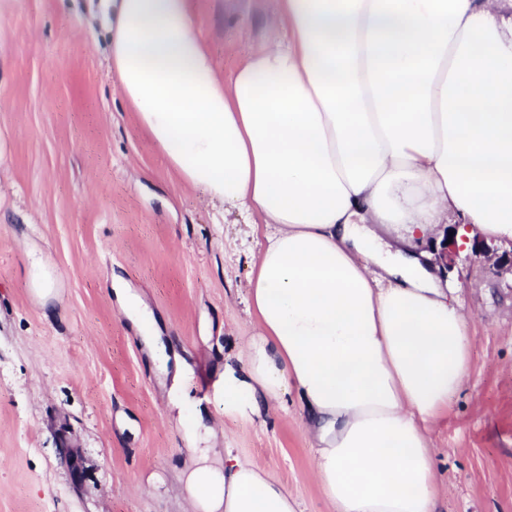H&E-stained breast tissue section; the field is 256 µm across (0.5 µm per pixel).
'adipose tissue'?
Here are the masks:
<instances>
[{
    "mask_svg": "<svg viewBox=\"0 0 512 512\" xmlns=\"http://www.w3.org/2000/svg\"><path fill=\"white\" fill-rule=\"evenodd\" d=\"M116 88L189 188L259 219L257 328L224 411L265 425L290 392L329 512H439L434 427L470 372L468 320L426 253L459 220L512 241V0H278L272 40L221 77L190 0H104ZM119 314L159 374L142 296ZM188 512H303L196 417Z\"/></svg>",
    "mask_w": 512,
    "mask_h": 512,
    "instance_id": "ef3b65f1",
    "label": "adipose tissue"
}]
</instances>
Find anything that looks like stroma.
<instances>
[{
	"mask_svg": "<svg viewBox=\"0 0 512 512\" xmlns=\"http://www.w3.org/2000/svg\"><path fill=\"white\" fill-rule=\"evenodd\" d=\"M98 4L0 0V512H185L182 426L200 409L304 512H327L296 396L263 427L224 412V362L255 331L246 299L259 239L239 213L203 204L140 128L107 68ZM276 8L192 0L222 76L261 43ZM23 232L57 278L45 306ZM115 272L190 368L181 413L114 307ZM439 276L473 338L470 373L432 434L443 509L512 512V244L473 238Z\"/></svg>",
	"mask_w": 512,
	"mask_h": 512,
	"instance_id": "stroma-1",
	"label": "stroma"
}]
</instances>
